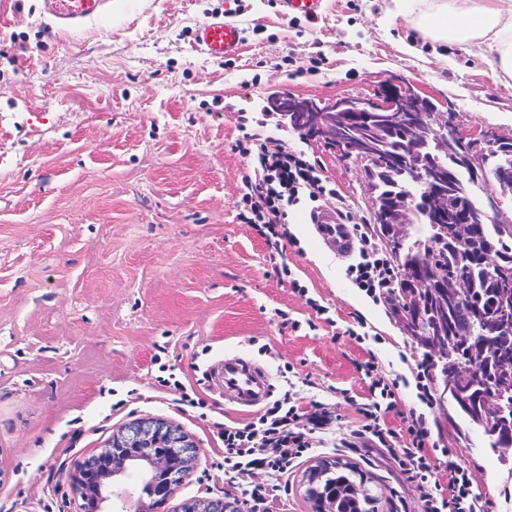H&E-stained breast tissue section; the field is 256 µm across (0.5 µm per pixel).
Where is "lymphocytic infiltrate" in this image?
I'll return each instance as SVG.
<instances>
[{"label": "lymphocytic infiltrate", "instance_id": "lymphocytic-infiltrate-1", "mask_svg": "<svg viewBox=\"0 0 512 512\" xmlns=\"http://www.w3.org/2000/svg\"><path fill=\"white\" fill-rule=\"evenodd\" d=\"M255 160V180L242 196L243 219L262 236L280 237L279 226L285 223L289 207L301 198L316 202L331 193L322 172L300 152L272 151L261 143ZM348 275L372 298L384 294L395 281L390 261L366 236L361 239L360 259L349 267ZM397 387V382L372 377L367 401L360 409L363 432L387 448L403 443V471L410 482L426 489L425 512H477L472 478L456 462L448 464L447 484L437 483L425 451L428 432L423 420L411 421L401 433L383 427L382 417L396 408ZM323 424L321 413L300 411L285 399L275 401L257 420L221 430L224 466L237 472L261 468L272 475L286 473L311 449L308 427Z\"/></svg>", "mask_w": 512, "mask_h": 512}]
</instances>
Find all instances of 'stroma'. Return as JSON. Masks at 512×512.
Listing matches in <instances>:
<instances>
[{"label": "stroma", "instance_id": "35a3bbf8", "mask_svg": "<svg viewBox=\"0 0 512 512\" xmlns=\"http://www.w3.org/2000/svg\"><path fill=\"white\" fill-rule=\"evenodd\" d=\"M389 5L327 0L310 21L282 15L277 0H112L106 17L60 32L43 0H0V512H77L76 467L147 418L197 449L159 512L217 498L240 500L243 512H311L305 472L322 460L355 465L375 512H424V489L389 449L357 434L371 361L399 382L400 412L386 427L424 417L440 482L456 458L480 512H512L500 452L452 402L419 399L424 350L388 299L353 284L349 259L306 223L310 204L290 208V236L274 245L239 216L252 135L303 152L336 190L323 205L373 223L363 162L291 129L270 107L278 95L326 106L377 99L392 83L427 98L449 129L512 137V78L496 75L493 51L409 50L414 32ZM219 15L242 28L237 58L212 59L194 44ZM349 326L365 340L345 335ZM235 356L266 371L272 399L328 418L272 497L253 493L265 473L224 470L221 424L261 414L206 382V370ZM167 369L197 406L158 384Z\"/></svg>", "mask_w": 512, "mask_h": 512}]
</instances>
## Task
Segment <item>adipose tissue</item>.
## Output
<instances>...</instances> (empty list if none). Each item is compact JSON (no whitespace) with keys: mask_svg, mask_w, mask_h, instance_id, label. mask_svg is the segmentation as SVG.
Masks as SVG:
<instances>
[{"mask_svg":"<svg viewBox=\"0 0 512 512\" xmlns=\"http://www.w3.org/2000/svg\"><path fill=\"white\" fill-rule=\"evenodd\" d=\"M394 15L417 39L443 45L485 42L494 48L495 70L512 78V0H391Z\"/></svg>","mask_w":512,"mask_h":512,"instance_id":"obj_1","label":"adipose tissue"}]
</instances>
